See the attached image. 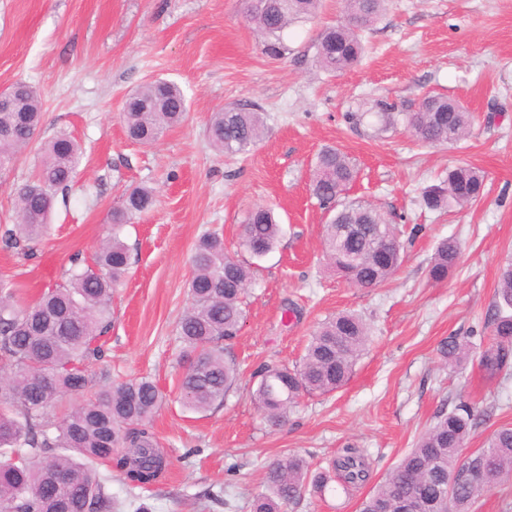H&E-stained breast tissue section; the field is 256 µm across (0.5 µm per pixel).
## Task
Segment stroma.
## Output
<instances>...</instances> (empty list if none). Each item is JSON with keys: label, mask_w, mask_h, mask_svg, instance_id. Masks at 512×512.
I'll use <instances>...</instances> for the list:
<instances>
[{"label": "stroma", "mask_w": 512, "mask_h": 512, "mask_svg": "<svg viewBox=\"0 0 512 512\" xmlns=\"http://www.w3.org/2000/svg\"><path fill=\"white\" fill-rule=\"evenodd\" d=\"M344 19L343 0H323L316 18L289 26L273 56L242 0H0V89L31 83L43 113L37 144L0 177V236L16 222V189L35 171L40 143L65 131L83 152L70 187L56 195L37 256L0 250V281L35 300L61 282L74 255L92 257L128 189L147 186L157 197L121 233L130 265L100 339L105 356L92 370L100 387L145 376L156 383L163 402L150 427L171 465L148 489L97 465L114 512L143 503L151 512H250L267 466L287 454L329 478L282 512H359L439 411L463 400L491 409L464 456L512 424V371L490 380L480 365L492 342L487 315L499 270L512 260V0H389L364 34L362 61L332 74L317 63V35ZM157 78L180 85L187 117L155 144L138 145L125 134L123 101ZM428 95L468 107L475 120L465 138L422 145L404 123L382 129L362 107L382 99L410 112ZM236 104L258 106L266 134L249 154L228 159L209 145L207 127L214 112ZM358 109L360 124L349 123ZM328 145L359 169L346 199L370 204L404 233L405 259L379 287H355L324 260L328 216L311 182ZM465 164L484 172L487 196L425 209L423 189ZM258 205L273 207L281 233L257 262L245 322L228 345L242 374L223 406L197 413L179 399L176 336L192 302L190 257L209 231L240 253V226ZM445 239L460 257L436 282L429 262ZM341 312L358 314L371 331L350 379L333 393L301 396L287 425L269 428L251 400L256 372L298 363L319 323ZM451 335L469 339L458 367L439 352ZM348 447L369 470L357 486L332 469Z\"/></svg>", "instance_id": "stroma-1"}]
</instances>
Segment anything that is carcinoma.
<instances>
[{"label":"carcinoma","mask_w":512,"mask_h":512,"mask_svg":"<svg viewBox=\"0 0 512 512\" xmlns=\"http://www.w3.org/2000/svg\"><path fill=\"white\" fill-rule=\"evenodd\" d=\"M319 0H248L246 17L268 38L266 50L279 53L288 25L314 17ZM386 0H346L350 20L324 27L317 39V59L331 73L356 63L364 52L362 33L382 16ZM25 111L0 107V159L10 162L35 141L41 124V102L32 85L13 84ZM188 111L181 87L156 79L126 98L122 121L128 136L151 145L182 122ZM406 127L419 141L443 145L459 141L471 126V113L461 103L440 96L425 97L417 109L403 113ZM264 134L255 107L229 106L214 113L208 128L210 144L226 155L250 152ZM36 174L17 191V224L5 240L8 248L33 250L42 240L55 194L64 190L78 168L81 147L59 132L41 147ZM358 168L336 147L317 156L312 193L331 214L324 247L336 274L360 288L385 282L403 262L399 232L370 205L343 202L357 179ZM485 192L484 173L469 165L448 170L437 184L424 189L421 204L430 211L474 203ZM156 204L155 191L135 187L109 213L112 233L98 247L92 262L72 261L65 281L22 306L12 285L0 283V512H112V496L97 477L94 463L112 464L131 488L162 480L170 461L162 455L148 424L161 405L155 384L140 378L95 392L57 422L49 408L64 395L95 385L89 364L101 359L99 339L110 325L112 291L129 269V252L119 234L130 221ZM281 228L273 211L257 206L241 229V246L254 259L274 248ZM459 249L452 240L438 244L428 274L441 281L456 266ZM190 309L177 325L185 368L180 401L205 412L224 404L239 376L235 359L224 354V342L235 338L245 319V294L254 266L228 255L216 233L200 237L191 256ZM498 301L489 314L494 343L481 365L494 378L512 367V263L500 270ZM369 331L353 313L338 314L311 336L301 361L288 368L265 365L257 372L251 397L271 427H280L303 394H327L343 387L362 355ZM468 341L450 336L440 354L450 364L468 357ZM481 414L465 402L442 411L436 422L360 505V512H469L481 490L460 479L473 465L487 468L498 484L512 477V426L495 429L484 447L463 461L459 449L480 423ZM335 467L349 484L364 482L368 469L354 448ZM308 465L286 455L268 465L263 488L251 500V512H281L307 488Z\"/></svg>","instance_id":"cac0c4a2"}]
</instances>
